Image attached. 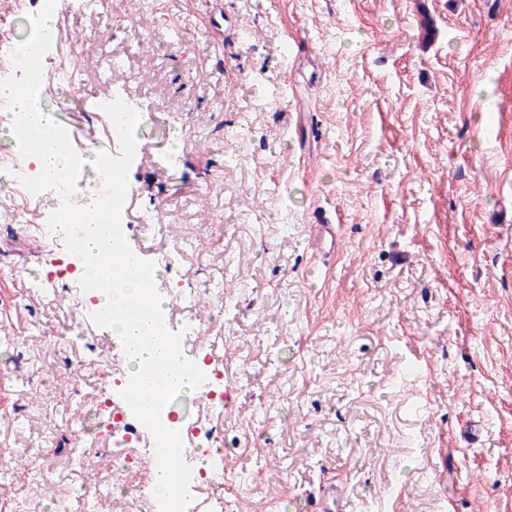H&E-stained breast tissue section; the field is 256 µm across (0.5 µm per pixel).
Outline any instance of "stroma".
Listing matches in <instances>:
<instances>
[{"instance_id": "35a3bbf8", "label": "stroma", "mask_w": 512, "mask_h": 512, "mask_svg": "<svg viewBox=\"0 0 512 512\" xmlns=\"http://www.w3.org/2000/svg\"><path fill=\"white\" fill-rule=\"evenodd\" d=\"M71 150L125 170L170 332L223 372L224 512H512V0H61ZM142 118L110 139L106 96ZM0 191V512H145L108 484L119 350ZM335 224L341 247L312 250ZM347 506L345 494L336 483H327L320 488L313 512H342Z\"/></svg>"}]
</instances>
